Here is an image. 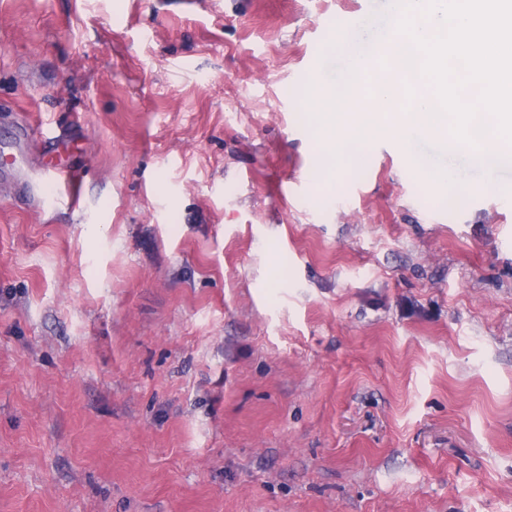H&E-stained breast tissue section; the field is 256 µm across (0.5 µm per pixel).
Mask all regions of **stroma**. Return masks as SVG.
<instances>
[{
    "label": "stroma",
    "instance_id": "35a3bbf8",
    "mask_svg": "<svg viewBox=\"0 0 512 512\" xmlns=\"http://www.w3.org/2000/svg\"><path fill=\"white\" fill-rule=\"evenodd\" d=\"M389 20L0 0V512H512V165L392 129L329 192L300 109ZM418 166L420 169L426 174L431 184L436 188H442L443 190L448 191V189L453 190L455 193L459 195H464L467 193L468 188L465 184L459 182L456 178V175L453 171L449 169H431L418 160ZM62 185L67 189L66 197L62 194ZM76 187L77 182L73 180L69 172L62 169H54L49 173L48 180L45 183V195L60 200L71 208H76L78 206Z\"/></svg>",
    "mask_w": 512,
    "mask_h": 512
}]
</instances>
